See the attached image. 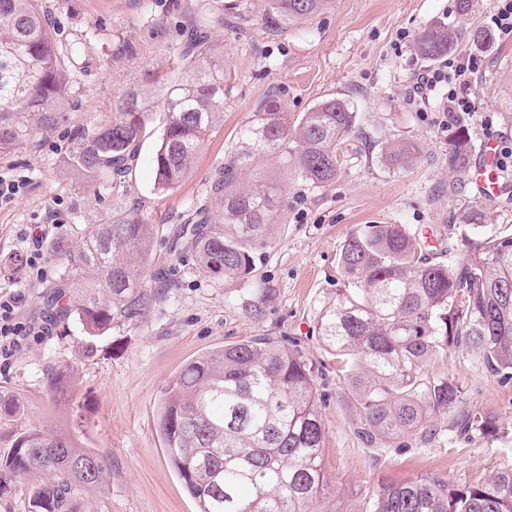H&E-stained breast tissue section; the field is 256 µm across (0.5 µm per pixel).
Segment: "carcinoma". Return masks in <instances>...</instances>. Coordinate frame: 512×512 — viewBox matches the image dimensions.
Segmentation results:
<instances>
[{
    "mask_svg": "<svg viewBox=\"0 0 512 512\" xmlns=\"http://www.w3.org/2000/svg\"><path fill=\"white\" fill-rule=\"evenodd\" d=\"M328 0H267L268 33L308 20ZM217 22L243 29L250 15L243 0H216ZM210 20L191 22L178 47V72L156 90L166 115L153 156L155 187L177 188L224 118V55L208 38ZM459 37L445 24L427 26L413 49L428 62L454 51ZM81 43L58 44L41 0H0V155L39 132L68 122L70 66ZM153 105L133 91L120 97L112 119L76 130L69 166L86 180L126 177L152 121ZM357 126V112L342 98H327L295 125L284 122L276 101L241 130V146L227 156L209 183L216 216L197 214L178 251L217 279L248 282L256 253L271 241L280 183L258 175V161L276 158L315 187L336 180L338 147ZM296 148L288 147V142ZM417 145L399 135L384 144L379 160L405 170ZM471 145L464 124L455 126L448 167L469 168ZM153 225L131 214L108 217L88 233L61 237L54 252L63 272L46 304L63 322L78 320L85 333L83 358L114 328L142 323L168 296L162 270L147 271ZM426 237L406 224H362L344 241L343 296L324 308L322 344L336 356L337 372L353 389L368 442L407 432L431 437L438 418L459 397L446 379L425 374L429 361L465 346L494 376L512 377V235L476 233L457 261L436 262ZM64 371L47 374L55 399L68 398ZM314 371L295 348L268 337L226 344L187 364L162 392L158 420L168 457L197 500L199 512H318L326 480L321 467L325 429L317 405ZM10 449L0 454V494L8 481L45 479L32 512H79L87 490H107L105 467L89 448L66 434L34 426L16 400ZM463 433L495 430L472 409L459 422ZM357 512H512V472L463 487L421 476L364 496Z\"/></svg>",
    "mask_w": 512,
    "mask_h": 512,
    "instance_id": "carcinoma-1",
    "label": "carcinoma"
}]
</instances>
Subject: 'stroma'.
I'll use <instances>...</instances> for the list:
<instances>
[{
    "label": "stroma",
    "instance_id": "stroma-1",
    "mask_svg": "<svg viewBox=\"0 0 512 512\" xmlns=\"http://www.w3.org/2000/svg\"><path fill=\"white\" fill-rule=\"evenodd\" d=\"M264 3L247 0L250 30L211 29L210 40L223 51L231 75L224 121L184 182L163 193L155 188L152 165L157 137L141 141L120 189L74 174L68 143L76 128L111 117L118 96L170 76L182 27L212 16L213 0H42L57 40L81 42L83 54L70 84L68 122L0 156V172L28 179L24 193L0 207V255L15 253L23 235L39 224L47 270L42 282L32 284L24 268H0V295L21 294L18 316L39 331L0 358V394L19 399L31 423L68 433L100 456L109 488L84 494L91 512H198L157 427L161 393L198 356L255 336L296 344L314 368L325 426L321 512H353L372 490L421 476L464 486L512 471V381L483 371L466 347L427 366L429 377L450 380L460 391L441 433L429 440L407 433L369 445L358 434L355 396L318 337L322 309L345 288L340 248L358 225L426 227L431 252L450 248L458 257L469 232L462 222L467 208L482 211L488 230L512 234V35H495L490 48L468 39L473 27L493 28L496 0H471L465 11L459 0H330L318 15L274 36L264 32ZM437 21L461 33L459 53L482 59L479 74L456 89L475 104L458 120L467 125L473 147L496 141L503 157L501 197H482L471 173L448 167L447 84L424 98L414 94L419 75L434 65L415 54L413 43ZM332 96L354 107L360 136L346 142L340 173L329 186L317 188L293 174L285 179L284 219L256 258L248 284L253 305L242 307L240 282L203 274L191 257L171 252L170 242L193 221L195 209L208 204L210 180L237 148L240 128L268 100L278 101L293 123ZM399 135L416 141L421 154L414 166L394 172L381 165L378 152ZM53 210L57 223H46ZM123 212L154 226L149 264L169 269L172 286L145 321L113 330L87 360L79 353L81 327L53 325L44 310L43 297L62 272L51 244ZM55 364L67 368L72 398L66 404L48 390L46 371ZM474 408L491 415L496 435L459 433V419Z\"/></svg>",
    "mask_w": 512,
    "mask_h": 512
}]
</instances>
